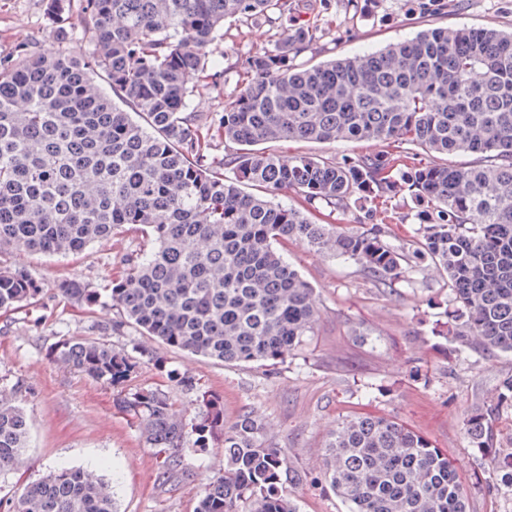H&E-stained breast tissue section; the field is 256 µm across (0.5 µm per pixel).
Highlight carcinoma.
Masks as SVG:
<instances>
[{"label":"carcinoma","mask_w":512,"mask_h":512,"mask_svg":"<svg viewBox=\"0 0 512 512\" xmlns=\"http://www.w3.org/2000/svg\"><path fill=\"white\" fill-rule=\"evenodd\" d=\"M290 0H81L94 53L19 46L0 59V252L67 255L128 224L148 248L125 258L112 281V330L127 324L170 348L225 364L276 365L314 335V288L283 254L294 242L360 264L392 291L427 263L451 300L437 335L480 352L512 353V31L428 27L370 53L316 64L317 28L284 29L273 47L239 64L241 88L205 124L188 111L200 75L224 71L209 47L228 19L288 17ZM241 149L222 165L214 140ZM373 140L381 150L350 162L297 155L282 161L257 145L276 141ZM466 153L475 166L424 165L401 150ZM250 185L264 190L244 191ZM297 192L303 206L275 196ZM417 203L414 232L393 243L387 225L357 231L317 215L387 213L392 199ZM87 305L95 291L56 285ZM26 268L0 269V310L34 299ZM135 351L158 370L163 354ZM58 361L111 387L131 377L134 357L95 338L66 342ZM187 424L169 399L118 392V409L183 470L187 441L219 440L224 471L195 512H298L284 491V449L254 410L224 425V404L202 395ZM512 412V378L465 420L471 446L495 464L492 488L512 491V454L498 457L497 419ZM29 420L0 389V474L25 459ZM323 478L349 512H468V488L448 454L386 417L336 422L324 445ZM0 512H117L102 468L54 470Z\"/></svg>","instance_id":"obj_1"}]
</instances>
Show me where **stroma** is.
Returning <instances> with one entry per match:
<instances>
[{"mask_svg": "<svg viewBox=\"0 0 512 512\" xmlns=\"http://www.w3.org/2000/svg\"><path fill=\"white\" fill-rule=\"evenodd\" d=\"M445 2L446 9L437 13L430 0H292V22L320 29L314 51L299 60L322 62L375 51L431 24L512 29V0ZM277 37V29L262 21L226 23L210 53L224 67L226 82L199 86L190 112L200 121L211 120L225 96L237 91L235 64L272 47ZM59 44L93 52L77 10L57 19L48 0H0L1 59L20 45L43 50ZM271 148L284 158L307 153L343 161L372 155L380 145L283 140ZM139 247V235L126 229L66 256L0 254L1 264L26 266L42 285L29 303L0 311V388L30 418L27 464L0 475V497L60 466L103 464L113 480L118 512H194L206 484L223 471V449L189 446L183 475L164 481L155 449L116 407V389L55 359L56 345L86 336L128 353L140 342L134 327L113 331L111 315L65 300L56 288L60 281L78 280L105 292L123 273L126 255ZM284 255L314 288L319 308L314 335L284 363L229 365L168 348L169 370L191 376L195 390L182 389L167 372L145 362L131 387L165 395L189 423L202 411L204 392L223 399L225 423L257 410L288 456L295 473L288 492L299 512H347L325 486L321 451L338 420L362 413L392 418L447 453L469 488V512H512L511 495L488 491L493 463L471 447L464 431L471 410L512 377V354L488 357L435 336L445 320L450 290L431 268H413L407 284L388 292L374 286L353 261L293 244Z\"/></svg>", "mask_w": 512, "mask_h": 512, "instance_id": "1", "label": "stroma"}]
</instances>
